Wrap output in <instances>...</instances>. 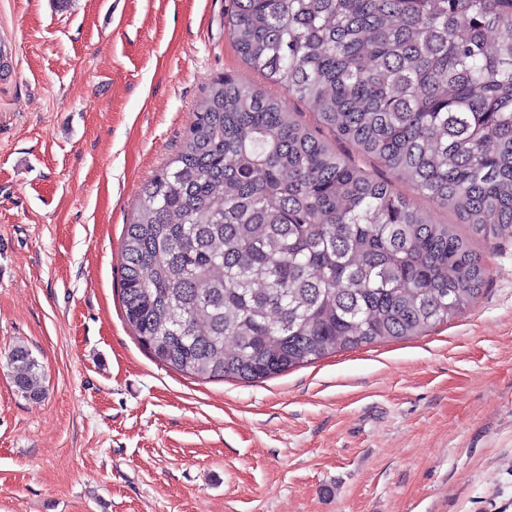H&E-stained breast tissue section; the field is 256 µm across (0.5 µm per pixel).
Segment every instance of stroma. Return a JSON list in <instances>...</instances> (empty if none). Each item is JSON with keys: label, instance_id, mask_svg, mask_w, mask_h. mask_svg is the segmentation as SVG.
<instances>
[{"label": "stroma", "instance_id": "1", "mask_svg": "<svg viewBox=\"0 0 512 512\" xmlns=\"http://www.w3.org/2000/svg\"><path fill=\"white\" fill-rule=\"evenodd\" d=\"M229 7L0 0V512H512V237L473 238L448 323L273 378L180 374L127 326L144 186L214 80L262 82ZM14 372L13 381L19 393L30 399L43 397L45 389L39 364L25 346H15L5 355Z\"/></svg>", "mask_w": 512, "mask_h": 512}]
</instances>
